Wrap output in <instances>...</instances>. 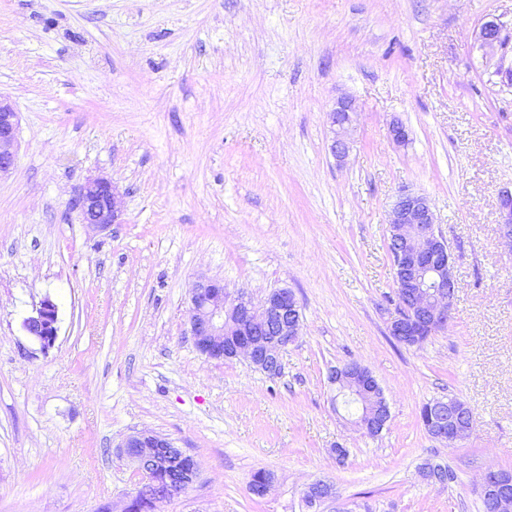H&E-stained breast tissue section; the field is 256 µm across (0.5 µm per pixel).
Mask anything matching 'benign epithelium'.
<instances>
[{
  "label": "benign epithelium",
  "mask_w": 512,
  "mask_h": 512,
  "mask_svg": "<svg viewBox=\"0 0 512 512\" xmlns=\"http://www.w3.org/2000/svg\"><path fill=\"white\" fill-rule=\"evenodd\" d=\"M506 24L493 18L481 24L477 32L480 47L493 51L504 45ZM357 107L353 99L340 97L327 113L333 133L330 150L343 159L349 151V135ZM18 112L0 98V175L15 163ZM503 222L498 224L500 244L512 254V190L502 191L499 199ZM75 207L81 222L93 232H101L118 223V195L112 179L97 176L81 188ZM389 251L392 255L398 302L389 321V333L407 345H420V337L432 336L448 328L454 318L457 280L454 258L448 242L440 233L429 199L409 188L401 189L390 211ZM58 304L46 296L23 321V330L43 349L52 347L58 336ZM302 309L288 288L272 291L259 304L244 293L232 295L224 282L201 278L191 288L188 333L195 349L210 360L242 358L270 376L282 371L281 351L300 334ZM329 382L336 386V397L364 401L371 391L381 387L364 365L350 362L333 367ZM428 421L430 434L450 445L469 438L472 414L465 402L437 403ZM390 420L388 402L374 413L367 408L350 424L371 435L380 434ZM126 456L142 474L136 493L121 512H136L140 504L153 512L157 504L170 500L197 479L196 460L174 446L166 437L141 431L122 443ZM480 497L493 503L496 512H512V476L489 467L479 478ZM305 497L318 505L336 503L334 486L322 478L305 490Z\"/></svg>",
  "instance_id": "benign-epithelium-1"
}]
</instances>
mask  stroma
<instances>
[{"label": "stroma", "mask_w": 512, "mask_h": 512, "mask_svg": "<svg viewBox=\"0 0 512 512\" xmlns=\"http://www.w3.org/2000/svg\"><path fill=\"white\" fill-rule=\"evenodd\" d=\"M492 18L507 42L488 55ZM0 95L19 114L0 176V512L119 510L140 481L120 443L144 429L199 466L156 512H310L318 478L349 512H479L482 470L512 469V0H0ZM342 95L359 117L340 161ZM95 176L118 192L103 232L75 207ZM404 187L429 198L458 282L453 323L419 348L388 331ZM202 277L257 303L295 293L281 375L196 351ZM46 295L43 350L22 323ZM351 361L389 402L378 436L336 412L327 373ZM451 397L474 423L455 448L420 420ZM429 459L457 484L423 482ZM260 469L275 480L257 498ZM506 26L503 21L497 18H493L481 24L477 32V41L480 47L490 51L501 49L505 41L503 32ZM357 107L352 98L340 97L327 113V122L333 133L330 150L334 157L343 159L349 151V135L356 120ZM503 222L498 224L500 244L512 254V190L502 191L499 199Z\"/></svg>", "instance_id": "stroma-1"}]
</instances>
